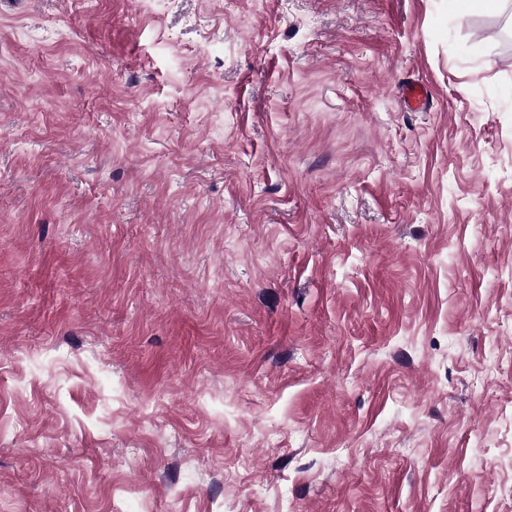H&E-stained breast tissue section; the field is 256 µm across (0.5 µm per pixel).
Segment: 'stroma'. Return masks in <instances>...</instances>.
<instances>
[{
	"mask_svg": "<svg viewBox=\"0 0 512 512\" xmlns=\"http://www.w3.org/2000/svg\"><path fill=\"white\" fill-rule=\"evenodd\" d=\"M498 26L0 0V512H512Z\"/></svg>",
	"mask_w": 512,
	"mask_h": 512,
	"instance_id": "1",
	"label": "stroma"
}]
</instances>
